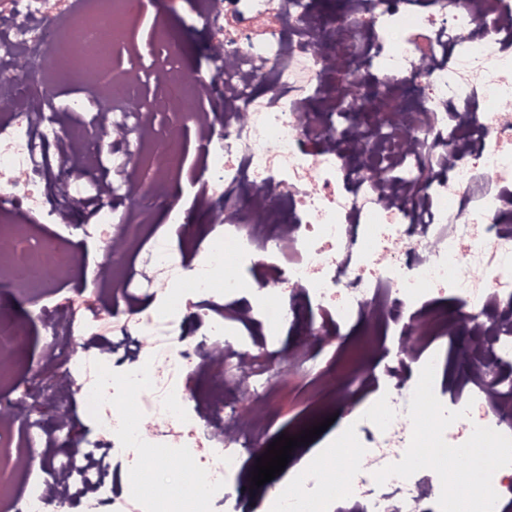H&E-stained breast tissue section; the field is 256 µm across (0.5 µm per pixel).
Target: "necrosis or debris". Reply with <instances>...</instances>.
Listing matches in <instances>:
<instances>
[{
    "instance_id": "4bbe7bcc",
    "label": "necrosis or debris",
    "mask_w": 512,
    "mask_h": 512,
    "mask_svg": "<svg viewBox=\"0 0 512 512\" xmlns=\"http://www.w3.org/2000/svg\"><path fill=\"white\" fill-rule=\"evenodd\" d=\"M142 0H0V283L35 301L51 327L43 355L53 376L18 385L0 361V512H219L233 494L259 512H504L512 496V0H343L323 15L317 0H196L211 44L208 77L170 70L156 105L138 111L135 79L110 56L98 67L72 55L115 18L112 54L130 38ZM425 53L429 80L412 60ZM37 56L33 73L15 61ZM74 95L59 103L56 88ZM387 89L389 109L369 136L352 137L366 107L360 87ZM187 113L210 140L209 180L192 209L168 186L184 145L157 128L156 106ZM108 111L115 151L100 148ZM153 167L145 181L136 162ZM95 221L73 225L79 203ZM75 227L113 246L108 301L98 292L57 299L54 282L87 278L83 263L32 219ZM165 214L172 230L156 224ZM214 224L203 250L168 245L194 214ZM288 292H281L282 283ZM438 294L463 310L449 321ZM287 307H280V298ZM306 340L290 349L347 422L336 444L299 471L288 497L247 488L242 457L262 424L267 382L247 346L273 353L283 323ZM365 322L376 337L411 349L380 369L336 382L320 355L343 327ZM84 337L70 356L73 337ZM230 344H222V337ZM467 358L454 368L453 337ZM455 373L448 399L434 383ZM215 389L183 392L190 377ZM50 398L81 401L94 434L68 423L47 431L30 409ZM183 451L179 478L140 477L148 457ZM351 449L350 466L338 465ZM125 463L116 489L112 458ZM483 484L461 499L445 460Z\"/></svg>"
}]
</instances>
